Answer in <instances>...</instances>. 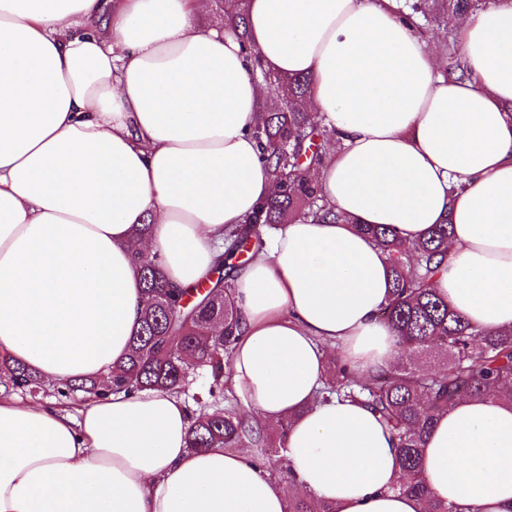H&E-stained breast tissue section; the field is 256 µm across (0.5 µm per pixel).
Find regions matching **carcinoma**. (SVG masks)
Listing matches in <instances>:
<instances>
[{
	"label": "carcinoma",
	"instance_id": "cac0c4a2",
	"mask_svg": "<svg viewBox=\"0 0 512 512\" xmlns=\"http://www.w3.org/2000/svg\"><path fill=\"white\" fill-rule=\"evenodd\" d=\"M481 0H412L413 13L427 21L472 12ZM278 101L259 113L253 134L264 151L265 162L280 186L277 196L262 203L244 224L224 228L223 251L212 270L194 288L176 291L163 279L157 260L132 254L140 275L143 307L140 327L130 342L126 361L112 370L108 388L161 389L186 392L189 370L204 368L212 379L211 401L202 402L192 417L189 448L214 446L256 447L280 464L285 484L293 476L285 456V431L270 440L263 427L230 403L212 413L206 408L229 393L224 369L229 367L241 312L233 296L241 257L264 247V236L278 225L300 216L322 223H350L386 256L391 293L380 318L396 333L406 361L372 374L360 382L349 377L347 366L336 360L328 368L321 399L333 396L368 407L396 440L397 463L405 475L400 490L416 497L423 512H457L456 505L434 498L420 468L425 440L436 418L461 397L493 393L512 404V329L487 333L453 312L431 288L448 257L449 224H436L425 235L401 248L402 241L388 225L360 224L322 201L319 186L307 170L320 165L321 143L335 137L318 114L306 112L298 102L310 96L305 77H281L262 72ZM0 385L5 391H33L41 378L26 366L0 356ZM97 381H68L54 387L55 394L72 401H87L99 394ZM288 512H336V507L311 497H288Z\"/></svg>",
	"mask_w": 512,
	"mask_h": 512
}]
</instances>
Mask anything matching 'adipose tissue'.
I'll return each instance as SVG.
<instances>
[{
  "label": "adipose tissue",
  "instance_id": "1",
  "mask_svg": "<svg viewBox=\"0 0 512 512\" xmlns=\"http://www.w3.org/2000/svg\"><path fill=\"white\" fill-rule=\"evenodd\" d=\"M215 8L0 0V354L48 384L106 380L138 323L133 249L170 288L204 280L225 225L275 189L254 49L269 73L309 79L336 133L314 178L352 221L280 225L239 271L232 387L261 424L289 421L300 490L337 512H421L372 411L318 393L331 345L364 376L400 356L379 318L387 260L357 224L409 242L450 224L435 292L482 330L512 328V0L456 22L462 80L398 0H248L242 29L205 25ZM190 424L167 391L71 414L0 387V512H288L252 449L191 450ZM421 466L458 512H512V404H450Z\"/></svg>",
  "mask_w": 512,
  "mask_h": 512
}]
</instances>
